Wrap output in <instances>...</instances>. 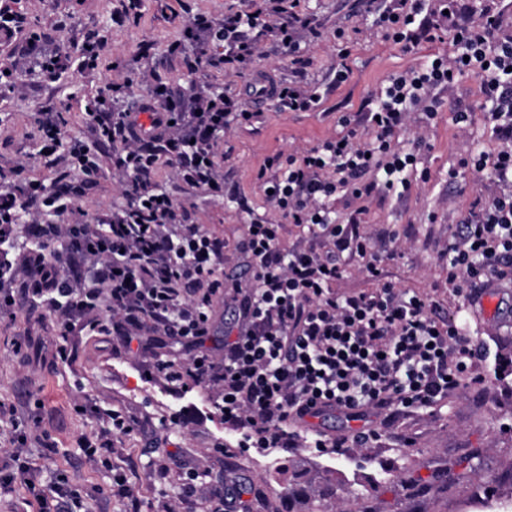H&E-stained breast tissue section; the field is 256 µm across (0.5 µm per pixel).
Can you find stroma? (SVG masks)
Masks as SVG:
<instances>
[{
  "mask_svg": "<svg viewBox=\"0 0 512 512\" xmlns=\"http://www.w3.org/2000/svg\"><path fill=\"white\" fill-rule=\"evenodd\" d=\"M225 0H144L139 22L113 26L111 15L120 0H21L36 30L54 34L57 44L80 58L88 33L112 38V66L94 73L69 71L44 84L26 77V93L0 92V164L22 160L45 175L48 188L56 182L38 154L35 119L40 107L61 112L69 139L87 135L84 107L99 87L114 76L113 65H125L142 47L152 49L162 80L179 86L189 76L167 45L178 39L189 13L224 12ZM323 24L311 52L313 72L326 79L336 63L334 30L344 27L355 46L348 60L352 75L334 89L318 112H279L267 105L252 125L224 139V193L213 196L175 181L164 187L182 203L193 221L224 239L226 259L218 279L226 285L246 283L249 273L239 247L249 217L269 216L257 178L264 160L293 153L334 134L342 114L359 109L369 94L396 72L424 66L447 43H424L411 51L371 36L362 0H319ZM74 12L73 28L59 31L60 14ZM482 93L476 74L464 75L445 98L437 119L422 132H408L401 145L414 149L427 179H414L403 195L375 194L360 226L372 242L397 238L400 258L384 262L382 280L396 288L428 295L439 317L466 309L463 297L448 288V264L440 257L455 227L450 217H464L477 196L475 177L460 172L449 178L460 153L470 148L489 154L498 144L480 108ZM471 109L468 137L454 123L458 106ZM379 280V281H382ZM379 281L369 278L361 261L349 263L335 291H371ZM13 317H0V405L15 411L13 434L0 428V464L22 439L25 474L0 489V512H53V487L69 480L79 497L71 512H122L112 495L124 479L138 497L139 512H159L174 504L182 483L196 479L205 498L196 512H208L212 498L232 496L235 484L249 491L246 512H512V329L500 317L512 318V288L497 291L498 318L468 315L466 327L489 347L478 363L481 385L462 381L434 407L403 414L379 435L346 455L329 456L302 447L286 454L270 448L234 451L233 433L204 391L170 395L159 376L147 371L158 362L185 360L186 353L169 337H154L148 350L115 347L112 315L99 316L101 328L62 338L38 300L16 288ZM69 350L56 357L57 347ZM136 419V428L114 438L110 464L92 463L84 439L111 430L110 412ZM167 475H160L161 466Z\"/></svg>",
  "mask_w": 512,
  "mask_h": 512,
  "instance_id": "obj_1",
  "label": "stroma"
}]
</instances>
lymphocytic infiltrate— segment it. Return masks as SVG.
I'll return each mask as SVG.
<instances>
[{
    "instance_id": "obj_1",
    "label": "lymphocytic infiltrate",
    "mask_w": 512,
    "mask_h": 512,
    "mask_svg": "<svg viewBox=\"0 0 512 512\" xmlns=\"http://www.w3.org/2000/svg\"><path fill=\"white\" fill-rule=\"evenodd\" d=\"M501 0H367L366 13L384 39L410 50L448 39L451 49L429 65L389 78L340 129L317 145L267 157L259 178L267 205L281 219L326 243L283 247L280 221L252 219L244 255L253 275L235 285L238 321L224 336V351L204 350L224 264V240L190 222L181 203L166 195L165 176L194 189H224L219 146L232 130L253 123L222 71L247 77V90L266 96L280 112H313L320 99L311 76L310 38L319 23L303 0H240L221 16H190L169 54L181 56L191 79L175 88L158 80L146 54L131 63L132 82L117 75L85 107L90 141L73 142L67 154L59 112L41 108L39 145L80 175L46 194L45 183L24 176L23 162L0 167V240L14 235L20 212L30 221L25 247L0 253V311L13 310V288L30 280L63 334L103 311L123 347L154 333L190 348L183 362L158 363L171 390L204 389L236 436L241 451L309 447L336 455L375 438L370 419L432 405L459 387L461 376L485 353L457 319L437 316L427 297L383 284L371 292L339 295L334 285L347 262L359 259L379 277L381 262L401 255L400 244L376 252L361 235L359 212L341 216L337 196L366 199L379 190L409 189L417 158L394 150L409 125L430 126L459 78L476 73L485 109L499 142L494 155L469 151L458 165L496 190L477 200L457 223L442 256L448 286L473 298L484 288H512V35L503 32ZM288 60L287 75L254 68L263 42ZM0 44L8 54L0 81L17 91L15 74L37 72L52 81L70 69L92 71L112 56L109 36L87 38L80 61L32 30L16 0H0ZM147 113L137 125L129 107ZM112 147V172L122 201L89 213L78 201L102 176L91 143ZM57 223H42L45 209ZM329 412L363 422L362 430L331 435L306 430L307 418Z\"/></svg>"
}]
</instances>
